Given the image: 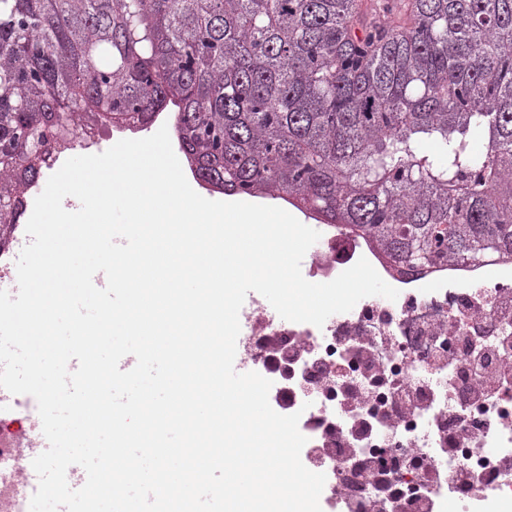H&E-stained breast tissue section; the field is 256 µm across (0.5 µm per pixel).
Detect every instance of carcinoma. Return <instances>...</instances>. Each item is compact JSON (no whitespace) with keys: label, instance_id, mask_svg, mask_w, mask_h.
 <instances>
[{"label":"carcinoma","instance_id":"1","mask_svg":"<svg viewBox=\"0 0 512 512\" xmlns=\"http://www.w3.org/2000/svg\"><path fill=\"white\" fill-rule=\"evenodd\" d=\"M358 10L0 0V249L54 155L172 106L213 192L285 196L401 274L511 262L512 0H414L401 30Z\"/></svg>","mask_w":512,"mask_h":512}]
</instances>
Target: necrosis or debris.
I'll return each mask as SVG.
<instances>
[{"instance_id": "4bbe7bcc", "label": "necrosis or debris", "mask_w": 512, "mask_h": 512, "mask_svg": "<svg viewBox=\"0 0 512 512\" xmlns=\"http://www.w3.org/2000/svg\"><path fill=\"white\" fill-rule=\"evenodd\" d=\"M366 258L396 288L323 327L242 307L247 370L287 379L276 412L300 413L307 448L330 453L322 512H512V264L390 269L360 237L321 229L301 271L327 283ZM357 449L360 472L348 468ZM481 491L449 500L452 484Z\"/></svg>"}]
</instances>
